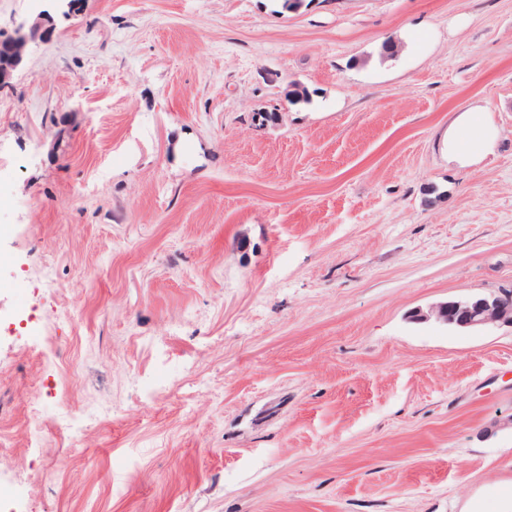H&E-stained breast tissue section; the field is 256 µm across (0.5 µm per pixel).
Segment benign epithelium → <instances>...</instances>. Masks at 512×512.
I'll return each mask as SVG.
<instances>
[{
    "mask_svg": "<svg viewBox=\"0 0 512 512\" xmlns=\"http://www.w3.org/2000/svg\"><path fill=\"white\" fill-rule=\"evenodd\" d=\"M50 19V12L44 10L33 20L17 24L12 35L0 39V88L10 84L24 59L28 44L37 37H45V23ZM414 318L419 322L433 320L440 325L460 329L495 325L512 328V291L440 302L426 311H417Z\"/></svg>",
    "mask_w": 512,
    "mask_h": 512,
    "instance_id": "benign-epithelium-1",
    "label": "benign epithelium"
}]
</instances>
